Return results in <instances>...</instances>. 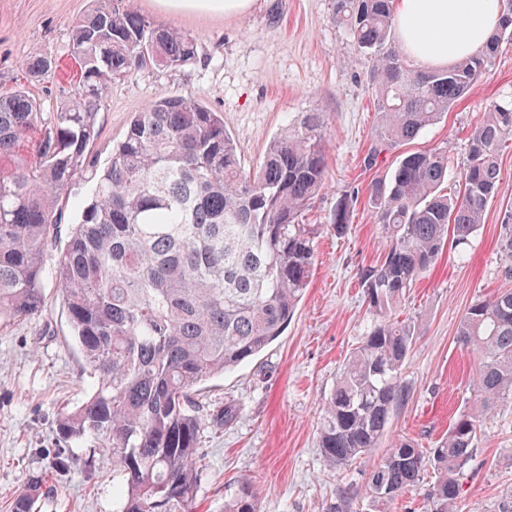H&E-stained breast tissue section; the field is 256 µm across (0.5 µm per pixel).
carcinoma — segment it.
<instances>
[{"instance_id":"obj_1","label":"carcinoma","mask_w":512,"mask_h":512,"mask_svg":"<svg viewBox=\"0 0 512 512\" xmlns=\"http://www.w3.org/2000/svg\"><path fill=\"white\" fill-rule=\"evenodd\" d=\"M336 22L370 57L379 125L366 157L408 145L462 100L512 39V0L489 46L446 69L422 71L396 44L391 0H336ZM70 55L80 89L44 116L26 91L0 97V323L42 311L46 261L67 308L94 392L61 418L71 437H104L120 478L116 512H191L202 435L232 421L210 409L200 386L258 357L284 331L309 284L316 224L302 218L324 187L326 129L304 112L245 171L224 116L191 93L134 113L99 173L79 222L62 228L58 199L95 166L102 98L112 81L197 63V41L157 24L133 0H91L72 26ZM52 65L35 52L28 74ZM463 191L445 150L405 153L373 180L368 204L385 233L381 260L360 273L372 321L326 398L317 445L336 468L370 456L387 439L394 412L410 400L402 370L418 332L396 311L448 243L465 245L500 181L498 158L512 141V96L490 101L469 133ZM355 197L336 204L349 223ZM457 342L480 353L477 398L433 448L391 444L360 488L336 493L328 512H350L360 495L383 509L419 486L428 470L427 512H456L459 477L501 405L512 403V288L472 304ZM47 493L38 477L12 512H33ZM259 488L241 487L224 512H258Z\"/></svg>"}]
</instances>
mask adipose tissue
<instances>
[{
    "label": "adipose tissue",
    "instance_id": "ef3b65f1",
    "mask_svg": "<svg viewBox=\"0 0 512 512\" xmlns=\"http://www.w3.org/2000/svg\"><path fill=\"white\" fill-rule=\"evenodd\" d=\"M167 13L247 12L253 0H158ZM501 0H394L395 33L421 69L445 68L483 49L498 25Z\"/></svg>",
    "mask_w": 512,
    "mask_h": 512
}]
</instances>
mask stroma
<instances>
[{
	"label": "stroma",
	"mask_w": 512,
	"mask_h": 512,
	"mask_svg": "<svg viewBox=\"0 0 512 512\" xmlns=\"http://www.w3.org/2000/svg\"><path fill=\"white\" fill-rule=\"evenodd\" d=\"M156 23L198 40L195 65L143 71L112 85L101 102L98 135L89 152L105 166L133 113L174 93L195 94L224 115L245 168L256 167L270 140L303 112L326 124L325 185L305 217L320 232L315 265L294 316L281 336L254 361L200 388L211 408L227 407L233 420L205 430L194 512H224L242 484L261 489L260 512H326L338 489L364 486L373 461L331 466L317 446V426L350 350L371 316L360 287L363 267L381 258L385 237L367 204L373 178L390 173L399 153L365 156L378 114L368 85L369 61L355 52L335 19V0H256L243 15L162 12L157 0H135ZM90 0H0V93L18 86L56 111L75 90L77 66L69 53L71 24ZM55 58L56 68L28 79L22 65L32 53ZM512 94V41L503 42L493 67L444 119L413 142V149L447 151L458 189L467 137L486 102ZM501 179L478 232L460 260L455 246L421 275L399 315L414 321L418 338L402 379L407 406L392 416L390 438L408 437L431 448L476 395L478 354L461 349L457 327L476 301L512 288V256L501 247L512 219V146L499 159ZM358 201L344 233L332 222L341 196ZM53 280L45 282L41 313L0 324V512H11L31 480L45 476L50 495L37 512H113L111 461L95 456L98 439H74L60 428L62 414L80 405L92 387ZM457 512H497L512 487V403L488 426L460 481Z\"/></svg>",
	"instance_id": "obj_1"
}]
</instances>
